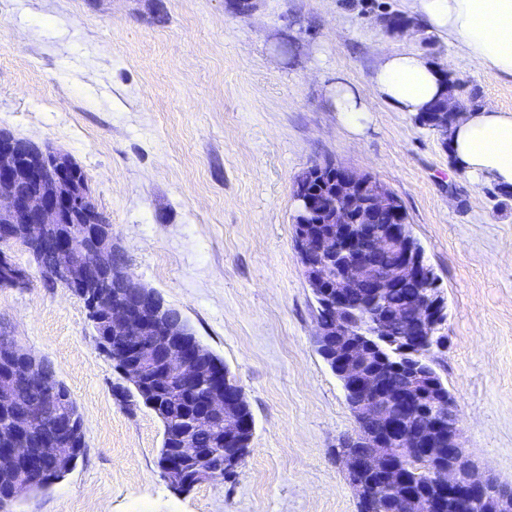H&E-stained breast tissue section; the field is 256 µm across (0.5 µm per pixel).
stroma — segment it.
Returning a JSON list of instances; mask_svg holds the SVG:
<instances>
[{"label": "stroma", "mask_w": 512, "mask_h": 512, "mask_svg": "<svg viewBox=\"0 0 512 512\" xmlns=\"http://www.w3.org/2000/svg\"><path fill=\"white\" fill-rule=\"evenodd\" d=\"M0 0V128L70 154L130 275L178 309L245 393L255 429L228 482L174 490L163 427L112 389L84 300L12 247L0 336L46 361L83 421L75 468L14 512H358L336 458L357 430L317 351L295 247L293 185L316 162L367 172L400 200L448 304L436 353L482 473L512 487V190L459 170L444 137L378 99L380 48L415 50L512 111V78L419 25L408 0ZM371 112L345 127L329 96ZM330 96L333 108L339 113L343 124L354 132L361 131L371 110L359 90L348 83L337 81L330 88Z\"/></svg>", "instance_id": "1"}]
</instances>
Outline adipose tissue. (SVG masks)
<instances>
[{"label":"adipose tissue","mask_w":512,"mask_h":512,"mask_svg":"<svg viewBox=\"0 0 512 512\" xmlns=\"http://www.w3.org/2000/svg\"><path fill=\"white\" fill-rule=\"evenodd\" d=\"M410 8L469 60L512 77V0H410ZM373 88L396 111L415 115L449 91L442 69L417 51L381 52ZM330 96L343 124L361 131L370 108L359 90L339 81ZM448 148L468 175L512 188L511 114L491 104L460 114Z\"/></svg>","instance_id":"1"}]
</instances>
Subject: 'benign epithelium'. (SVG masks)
Returning a JSON list of instances; mask_svg holds the SVG:
<instances>
[{"label": "benign epithelium", "instance_id": "1", "mask_svg": "<svg viewBox=\"0 0 512 512\" xmlns=\"http://www.w3.org/2000/svg\"><path fill=\"white\" fill-rule=\"evenodd\" d=\"M75 168L73 158L50 146L22 140L0 129V284L19 285L26 272L8 254L19 244L53 261L49 277L73 289L90 302L89 313L96 321L107 323V339L100 345L112 362L120 363V376L136 388L152 371L153 346L128 349L126 340L146 336L152 331L166 337L164 361L169 374L184 385L201 379L213 384L204 398L209 412L223 418V433H216L212 422L199 417L192 423L194 435H213L227 444L246 434H253L254 420L237 414L239 394L230 388L227 368L200 359L204 345L197 337L181 329L182 314L168 306L155 293L130 276L123 252L112 242V226L93 202L88 184L72 180L68 173ZM317 183L323 194L313 195L310 186ZM293 196L294 215L307 213L318 224H334L336 231L327 234L297 230L295 243L307 280L316 285L314 295L322 317L318 323L317 342L336 337L334 374L344 380L343 390L353 413L361 422L373 427L357 438V447L340 454L358 501L364 508L376 510L372 483L364 476L375 475L392 485L405 482L392 446L396 443L398 422L391 408L397 403L416 404L417 388L426 377L421 364L409 363V384L404 390L388 388L380 376L367 369L373 352L394 348L405 354L429 345L434 338L447 303L439 281L414 299V320L406 329L391 324V316L381 312L366 325L349 315V300L355 288L379 299L392 288L409 281L431 277L432 266L425 252L412 244L405 232L408 218L403 206L384 184L368 173L358 172L332 161L315 163L296 178ZM389 217V227L382 234L372 224L380 215ZM60 224H84L85 233L61 237ZM385 254L390 264L380 268L377 259ZM119 276L135 291L131 301H112L101 295L104 278ZM423 447L418 449L422 462L431 473L435 493L427 502L418 489L409 486L403 493L397 512H448L454 499L484 498L490 493L497 499L498 512H512V494L495 480L482 476L459 442V418L455 404L441 392L425 402ZM73 421H64L57 436H42L26 443L35 447L31 460H22L14 449L0 448V467L18 471L13 496L27 492L36 479L29 477L37 460L53 466L67 465L77 451L70 434ZM448 437V460L436 456L430 447L434 437ZM182 461L160 464L163 477L180 491L190 483L214 480L219 471L214 466L194 464L208 456L207 448L180 449Z\"/></svg>", "mask_w": 512, "mask_h": 512}]
</instances>
